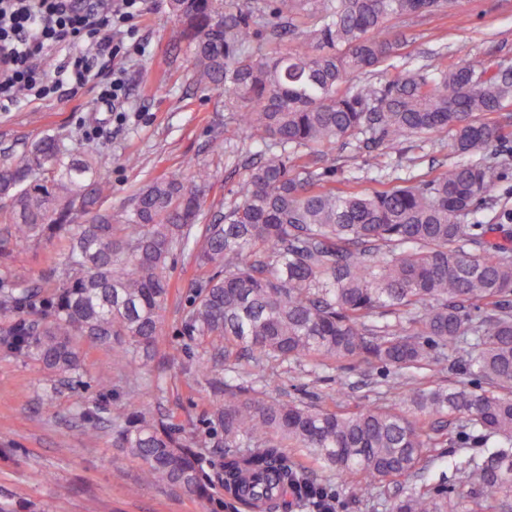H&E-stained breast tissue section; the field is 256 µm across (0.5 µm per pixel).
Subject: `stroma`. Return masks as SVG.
I'll return each mask as SVG.
<instances>
[{
    "mask_svg": "<svg viewBox=\"0 0 512 512\" xmlns=\"http://www.w3.org/2000/svg\"><path fill=\"white\" fill-rule=\"evenodd\" d=\"M133 24L134 40L116 42L112 55L97 61L94 83L75 93L61 89L34 102L22 97L11 111L0 112V155L21 153L27 142L46 132L97 150L116 214L129 209L139 187L148 181L190 165H206L214 177L200 221L212 223L241 199L239 188L249 167L248 156L239 147L251 144V135L230 122L222 90L193 83L190 48L178 33L169 0H142ZM391 36L398 44L393 59L398 67L407 61L419 66L442 45L452 58L479 55L512 63V0H461L453 13L393 25ZM117 70L125 77L123 95L115 105H101L99 93ZM131 156L136 165H128ZM342 156L360 175L358 187L365 191L375 189L377 169L432 176L454 159L446 139H412L402 151L383 155L346 150ZM197 278L193 265L176 256L158 354L142 383L127 382L110 353L89 348L79 382L64 390L53 409L45 410L39 405L46 382L41 366L0 348V496L11 499L18 512H29L32 503L46 512H247L218 486L211 499L192 500L172 487L139 485V466L113 448L110 427H101L94 435L79 428L80 411L98 406L107 418L160 410L173 415L188 433L203 432L202 419L213 395L203 376L183 370L186 354L180 335L185 298ZM240 369L246 374L245 384L264 386L269 395L288 400L329 406L344 389L354 404L395 402L380 371L349 362L317 370L274 364L264 384L250 374L248 363H241ZM482 453L477 446H461L457 425H449L448 442L437 449L427 476L431 482H442L463 507H470L476 490L463 479L462 463ZM307 476L333 496L336 512H389L396 493L386 487L354 495L336 471L312 463Z\"/></svg>",
    "mask_w": 512,
    "mask_h": 512,
    "instance_id": "obj_1",
    "label": "stroma"
}]
</instances>
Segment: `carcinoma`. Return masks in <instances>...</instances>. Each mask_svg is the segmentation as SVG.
<instances>
[{"mask_svg": "<svg viewBox=\"0 0 512 512\" xmlns=\"http://www.w3.org/2000/svg\"><path fill=\"white\" fill-rule=\"evenodd\" d=\"M458 0H174L193 45L195 83L224 88L232 120L261 142L242 201L216 224L198 216L213 175L195 167L142 186L119 224L101 160L57 134L0 159V346L37 361L51 407L79 379L86 347L115 351L140 377L158 351L174 256L189 257L181 335L209 355L183 365L216 396L195 438L165 415L112 418V442L139 462L145 484L210 495L202 449L224 453V493L263 512L325 508L296 456L338 472L353 492L398 483L390 512H458L424 473L446 426L491 452L467 480L484 508L512 495V210L495 211L507 176L512 68L443 55L379 77L394 54V20L452 12ZM451 138L461 160L427 179L375 177L356 189L337 147L399 151L410 139ZM52 244L62 260L45 294L16 265V249ZM479 385L449 387L448 354ZM247 359L259 378L273 362L349 361L393 375L395 407H323L261 399L224 383Z\"/></svg>", "mask_w": 512, "mask_h": 512, "instance_id": "1", "label": "carcinoma"}]
</instances>
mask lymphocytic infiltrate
Instances as JSON below:
<instances>
[{
    "label": "lymphocytic infiltrate",
    "instance_id": "1",
    "mask_svg": "<svg viewBox=\"0 0 512 512\" xmlns=\"http://www.w3.org/2000/svg\"><path fill=\"white\" fill-rule=\"evenodd\" d=\"M138 0H0V110L19 94L39 100L47 88L43 61L63 54L53 88H78L93 65L110 55L112 35H124Z\"/></svg>",
    "mask_w": 512,
    "mask_h": 512
}]
</instances>
